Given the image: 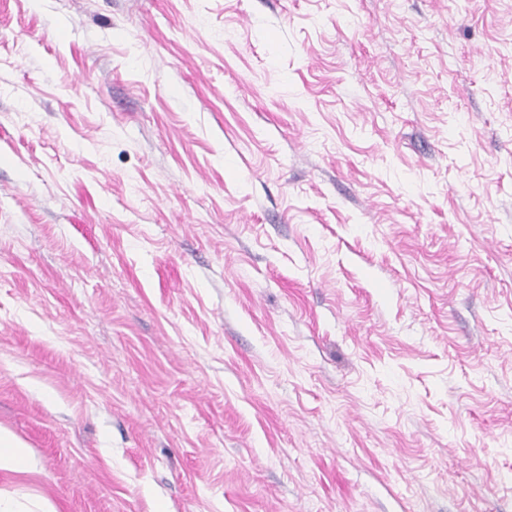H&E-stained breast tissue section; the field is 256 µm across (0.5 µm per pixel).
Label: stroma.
Segmentation results:
<instances>
[{
	"instance_id": "35a3bbf8",
	"label": "stroma",
	"mask_w": 512,
	"mask_h": 512,
	"mask_svg": "<svg viewBox=\"0 0 512 512\" xmlns=\"http://www.w3.org/2000/svg\"><path fill=\"white\" fill-rule=\"evenodd\" d=\"M55 512H512V0H0V427Z\"/></svg>"
}]
</instances>
